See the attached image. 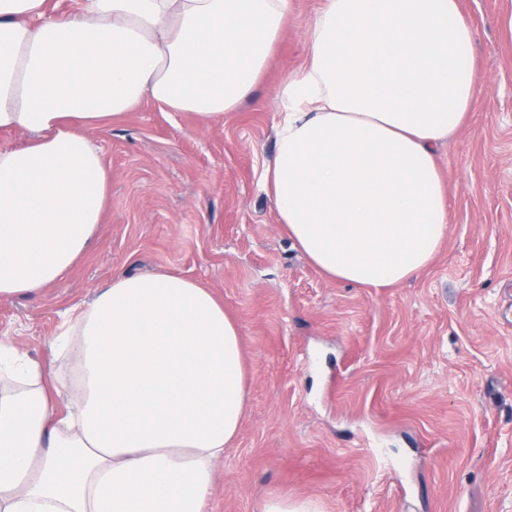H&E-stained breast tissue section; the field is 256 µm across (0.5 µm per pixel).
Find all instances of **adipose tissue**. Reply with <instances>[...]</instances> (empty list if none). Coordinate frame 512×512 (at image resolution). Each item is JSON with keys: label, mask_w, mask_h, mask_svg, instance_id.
Masks as SVG:
<instances>
[{"label": "adipose tissue", "mask_w": 512, "mask_h": 512, "mask_svg": "<svg viewBox=\"0 0 512 512\" xmlns=\"http://www.w3.org/2000/svg\"><path fill=\"white\" fill-rule=\"evenodd\" d=\"M294 0H0V299L91 244L109 172L83 129L143 102L220 122L257 88ZM459 0H321L261 184L333 281L387 288L448 234L436 148L484 92ZM50 342L69 383L0 336V512H209L247 404L239 328L197 280L117 274ZM74 404L57 415L53 394Z\"/></svg>", "instance_id": "adipose-tissue-1"}]
</instances>
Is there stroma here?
Here are the masks:
<instances>
[{
  "instance_id": "stroma-1",
  "label": "stroma",
  "mask_w": 512,
  "mask_h": 512,
  "mask_svg": "<svg viewBox=\"0 0 512 512\" xmlns=\"http://www.w3.org/2000/svg\"><path fill=\"white\" fill-rule=\"evenodd\" d=\"M320 0H295L253 96L221 123L143 102L90 129L111 173L104 220L67 276L0 299L30 357L117 273L210 288L239 325L248 407L210 512L286 497L315 512H512V0H460L485 92L438 146L448 235L375 290L326 279L261 188L284 81Z\"/></svg>"
}]
</instances>
